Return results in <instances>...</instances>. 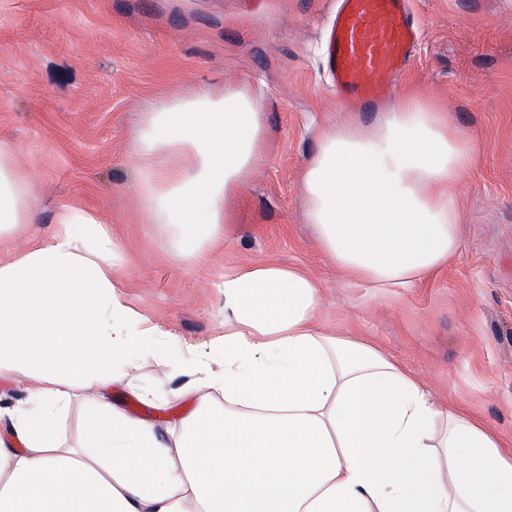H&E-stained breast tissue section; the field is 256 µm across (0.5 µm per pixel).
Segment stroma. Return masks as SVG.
<instances>
[{"label":"stroma","mask_w":512,"mask_h":512,"mask_svg":"<svg viewBox=\"0 0 512 512\" xmlns=\"http://www.w3.org/2000/svg\"><path fill=\"white\" fill-rule=\"evenodd\" d=\"M336 0H0V140L38 196L36 222L0 259L53 233L57 207L97 212L126 254L131 306L183 341L224 332L216 284L227 268L277 261L318 279L319 320L392 355L442 404L476 415L512 444V0H411L421 31L396 90L422 89L471 135L478 162L458 198L464 248L412 288L376 290L342 276L304 224L300 179L325 126L348 120L325 76ZM245 86L263 101L261 173L225 207L223 250L202 264L173 255L142 221L130 187V135L142 113L202 87ZM178 353L148 361L112 400L163 421L191 411L173 398ZM168 393L166 410L128 385Z\"/></svg>","instance_id":"obj_1"}]
</instances>
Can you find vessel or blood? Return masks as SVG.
<instances>
[{
	"label": "vessel or blood",
	"instance_id": "1",
	"mask_svg": "<svg viewBox=\"0 0 512 512\" xmlns=\"http://www.w3.org/2000/svg\"><path fill=\"white\" fill-rule=\"evenodd\" d=\"M419 40L410 0H338L327 34L326 75L337 94L376 102L410 63Z\"/></svg>",
	"mask_w": 512,
	"mask_h": 512
}]
</instances>
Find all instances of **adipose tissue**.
Segmentation results:
<instances>
[{"label": "adipose tissue", "instance_id": "adipose-tissue-1", "mask_svg": "<svg viewBox=\"0 0 512 512\" xmlns=\"http://www.w3.org/2000/svg\"><path fill=\"white\" fill-rule=\"evenodd\" d=\"M263 108L244 88H204L145 113L132 194L172 230L177 259L222 247L226 200L260 169ZM471 136L421 91L381 123L328 127L301 183L304 221L338 272L410 288L463 247L457 199ZM13 147L0 143V245L35 221ZM49 241L0 261V377L27 382L0 441V512H512V448L444 408L387 352L325 332L322 290L293 265L224 272V337L185 344L176 392L194 402L158 425L110 390L173 343L125 299V255L97 213L60 205ZM81 411L82 441L60 421Z\"/></svg>", "mask_w": 512, "mask_h": 512}]
</instances>
